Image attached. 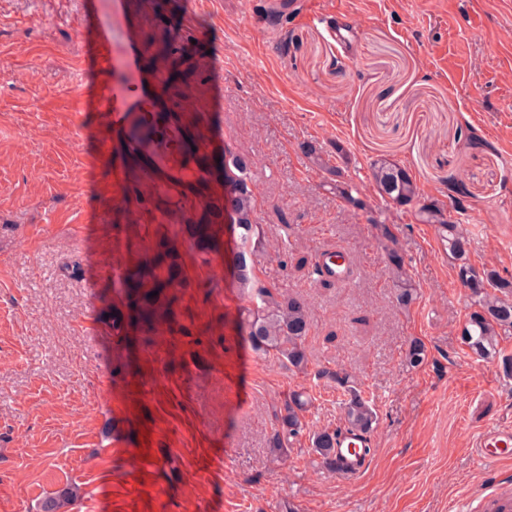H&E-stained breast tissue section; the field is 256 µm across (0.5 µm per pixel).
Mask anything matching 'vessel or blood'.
Wrapping results in <instances>:
<instances>
[{
  "label": "vessel or blood",
  "instance_id": "1",
  "mask_svg": "<svg viewBox=\"0 0 512 512\" xmlns=\"http://www.w3.org/2000/svg\"><path fill=\"white\" fill-rule=\"evenodd\" d=\"M79 37L85 43L86 64L95 66L106 73L103 81L90 101L104 124L117 122L122 112L128 111L134 88L139 80L138 61L146 53V46L135 35H128L125 47L120 55H112V28L101 22L91 31L80 32ZM372 438L358 439L347 433L337 438L336 453L343 457V464L337 465L338 477L352 480L361 476L367 469L371 457ZM474 446L481 462L494 464L512 456V428H489L475 440Z\"/></svg>",
  "mask_w": 512,
  "mask_h": 512
}]
</instances>
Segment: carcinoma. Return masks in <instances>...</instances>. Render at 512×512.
<instances>
[{
	"label": "carcinoma",
	"instance_id": "carcinoma-1",
	"mask_svg": "<svg viewBox=\"0 0 512 512\" xmlns=\"http://www.w3.org/2000/svg\"><path fill=\"white\" fill-rule=\"evenodd\" d=\"M250 163L241 155H231L223 161L224 184L227 187L226 202L240 229V239L245 249L235 258L236 278L250 294L254 308L248 310L245 322V339L252 350L260 356H273L288 369L305 373L308 370V355L305 341L311 327V312L307 302L296 295L287 294L262 284L254 275L252 255L266 248L263 227L253 220L255 199L247 185ZM372 179L379 194L399 206L419 205L418 214L424 224H432L448 254L455 261V270L472 268L461 226L436 200H421L420 190L413 174L405 166L381 158L371 164ZM451 207L457 212L468 209V193L460 179L452 181ZM336 192L354 209L363 211L366 203L353 195V188L344 181L336 182ZM196 249L210 254L219 249L217 234L212 224H189ZM377 238L384 251L388 270L397 282L394 304L401 310L411 307L417 300V289L407 274L406 262L399 247L394 229L389 224L374 223ZM150 276L151 291L156 296L145 295L147 305L136 309L134 321L152 325L168 312H159L155 303L159 295L180 281L181 269L170 266L163 274L149 273L140 265L124 279L126 295L133 297L144 287L145 276ZM472 291L470 312L462 330V343L478 358L493 361L497 355L498 337L512 332V279L503 277L494 268H483L480 281L469 286ZM412 367L420 366L426 358L424 345L414 340L405 354ZM317 379L336 383L342 392L341 425L334 429L324 428L310 436L311 449L328 464L335 454L336 439L342 431L373 432L378 417L364 392L357 387L352 376L343 370L322 369L315 373ZM309 404L304 393L294 392L282 406L273 411L276 427L269 439V451L275 457H286L290 448L305 430L304 412ZM80 488L67 485L45 498L40 512H69L80 499Z\"/></svg>",
	"mask_w": 512,
	"mask_h": 512
}]
</instances>
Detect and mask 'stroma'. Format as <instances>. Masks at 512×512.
<instances>
[{
  "instance_id": "35a3bbf8",
  "label": "stroma",
  "mask_w": 512,
  "mask_h": 512,
  "mask_svg": "<svg viewBox=\"0 0 512 512\" xmlns=\"http://www.w3.org/2000/svg\"><path fill=\"white\" fill-rule=\"evenodd\" d=\"M95 19L113 52L131 28L149 48L113 129L83 108L104 79L79 70L77 32ZM172 87L180 111L145 110ZM228 151L251 161L268 242L256 277L309 302L310 369H343L373 400L358 478L328 473L306 440L268 452L292 391L309 395L307 432L342 411L331 387L243 339L242 245L213 163ZM379 158L443 204L460 177L471 263L512 276V0H130L123 16L110 0H0V512H38L69 484L72 512H451L485 487L512 495V460L473 451L485 428L512 427V376L464 346L471 292L415 207L379 196ZM376 220L418 290L409 310L393 305ZM201 221L218 253L169 232ZM325 248L347 254L349 284L298 267ZM159 255L184 280L160 298L168 316L131 325L109 271Z\"/></svg>"
}]
</instances>
